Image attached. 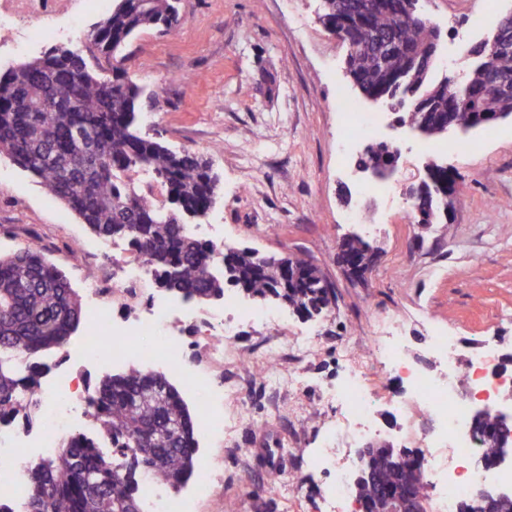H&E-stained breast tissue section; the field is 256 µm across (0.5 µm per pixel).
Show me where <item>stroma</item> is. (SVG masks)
<instances>
[{"label":"stroma","mask_w":512,"mask_h":512,"mask_svg":"<svg viewBox=\"0 0 512 512\" xmlns=\"http://www.w3.org/2000/svg\"><path fill=\"white\" fill-rule=\"evenodd\" d=\"M34 14L14 17L17 31L54 30L52 41L24 53L43 55L53 45L80 51L97 73L112 75L111 58L89 39L110 7L85 0H38ZM421 7L442 33L435 75L462 74L469 47L488 37L512 0H422ZM323 0H181V25L162 36L146 29L124 49L130 78L143 89V127L170 148L208 158L221 177L216 202L205 221L224 227V245L265 256L292 255L316 263L331 280L337 304L326 316L306 320L283 310L280 332L315 337L313 355L298 365V397L309 409L308 428L295 452L277 447L287 423H270L268 409L278 393L275 374L257 378L252 392L254 423L240 433L238 453L225 454L219 435H200L199 458L231 473L202 512H290L286 499L270 494V476L301 471L298 492L317 490L309 479L307 451L322 447L325 416L321 390L346 376L363 337L379 335L395 318L411 358L427 369L434 331L460 339V354L497 338L511 359L512 373V121L471 131L476 151H450L456 133L440 137L447 150L440 164L458 176L465 204L451 219L411 221L407 189L425 176V137L394 128L395 116L362 101V113L381 123L374 144L404 142L398 173L380 180L358 174L362 149L344 147L345 118L337 93L358 97L345 75L346 51L323 27ZM352 233L367 239L379 260L366 284L351 281L337 263L341 240ZM38 240L64 271L78 296H85L94 272L111 271L119 259L103 251L102 240L48 190L0 154V255ZM214 303L188 304L180 328L186 358L195 372H211L205 348L195 338L205 330ZM85 328L64 349L43 353L45 378L68 375L94 388L110 371L74 360ZM368 442L411 447L399 413L380 407Z\"/></svg>","instance_id":"stroma-1"}]
</instances>
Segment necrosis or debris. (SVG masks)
<instances>
[{
	"label": "necrosis or debris",
	"instance_id": "obj_1",
	"mask_svg": "<svg viewBox=\"0 0 512 512\" xmlns=\"http://www.w3.org/2000/svg\"><path fill=\"white\" fill-rule=\"evenodd\" d=\"M147 268L140 259L121 264L118 274L98 275L86 301V313L96 346L82 345L79 359L84 363L105 366L122 364L131 359L163 366L167 371L184 376L187 388L200 384V377L190 374L184 359V346L174 326L185 317L179 302L153 300L134 318L116 320L113 310L119 305L137 302L145 286ZM264 314L255 308H243L228 302L214 315V334L203 335L211 362L231 366L236 372L232 382L218 380L210 384L209 394L201 405L200 417L208 429L232 435L235 428L249 426L252 416L246 389L254 377L246 366V358L237 343L239 323L262 320ZM271 347L262 356L264 369L282 373L283 386H291V364L311 356L309 337H272ZM368 359L354 361L341 387L326 389L323 408L340 407V416L328 421V429L351 427L357 435H365L371 418L381 402L395 406L404 421H412L414 411H421L431 423V435L418 438L417 445L429 464L423 482L433 494L429 512H458L460 504L478 494L483 487H512V467H498L485 472L475 468L474 460L481 450L470 432L473 408L478 395L494 403L499 392L512 387V375L501 373V349L489 342L473 352L466 363L457 360V339L449 333L435 332L430 350L439 365L430 373L418 367L406 353L399 336L389 335L381 344L370 347ZM403 371V389L387 395L385 378L389 371ZM79 381L61 376L49 381L44 392V423L38 433H18L0 428V474L11 475L10 499L19 501L23 484L19 474L21 463L17 451L38 448L50 451L56 432L67 426V408L81 399ZM317 467L325 474L326 490L321 495L320 512H341L344 501L351 499L349 470L337 459L331 447L314 451ZM224 478L209 467H202L194 480L190 495L170 493L150 485L143 493L151 512H195V503L214 500L216 488Z\"/></svg>",
	"mask_w": 512,
	"mask_h": 512
}]
</instances>
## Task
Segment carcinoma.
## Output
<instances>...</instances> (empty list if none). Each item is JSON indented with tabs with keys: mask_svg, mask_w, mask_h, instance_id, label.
<instances>
[{
	"mask_svg": "<svg viewBox=\"0 0 512 512\" xmlns=\"http://www.w3.org/2000/svg\"><path fill=\"white\" fill-rule=\"evenodd\" d=\"M325 28L336 31L340 15L362 0H329ZM180 0H114L112 13L89 34L99 52L112 56V79L99 78L80 53L54 46L43 56L0 76V153L42 183L102 240L121 238L141 257L155 284L184 302L224 299L227 278L257 302L272 299L297 313L328 311L321 272L303 259L267 257L227 248V269L210 262L215 248L190 221L206 216L218 175L203 155L170 149L139 124L141 89L129 82L122 50L144 29L177 31ZM500 45L485 68L469 67L463 79L436 77L425 62L430 35L425 19L407 13V0H381L379 9L348 31L356 45L349 70L368 97L407 125L446 127L463 135L485 114H512V18L499 21ZM388 150L370 145L359 164L383 167ZM437 163L431 177L409 189L416 224L439 212ZM345 253L374 254L360 235L344 239ZM87 321L65 274L31 242L0 256V423L30 424L42 408L37 356L69 344ZM87 414L111 451L84 432H74L57 454L25 467L21 510L0 499V512H144L145 479L177 490L195 477L200 417L179 390L152 371L128 370L106 377L85 398ZM396 449L377 447L369 471L357 475V499L386 512L389 496L412 492L394 468Z\"/></svg>",
	"mask_w": 512,
	"mask_h": 512,
	"instance_id": "carcinoma-1",
	"label": "carcinoma"
}]
</instances>
